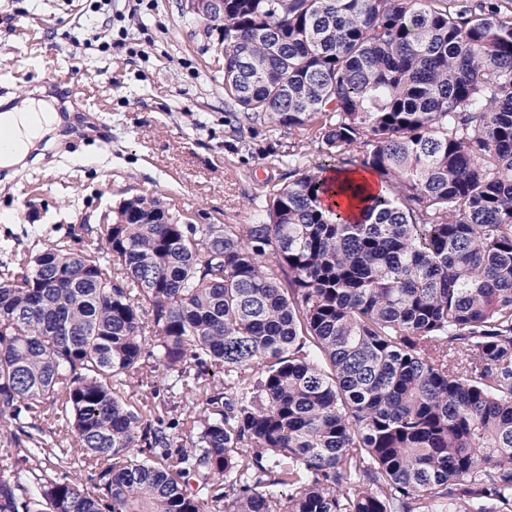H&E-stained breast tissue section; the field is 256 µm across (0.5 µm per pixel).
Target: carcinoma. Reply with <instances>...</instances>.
I'll return each mask as SVG.
<instances>
[{"label": "carcinoma", "mask_w": 512, "mask_h": 512, "mask_svg": "<svg viewBox=\"0 0 512 512\" xmlns=\"http://www.w3.org/2000/svg\"><path fill=\"white\" fill-rule=\"evenodd\" d=\"M502 6L197 18L242 125L315 138L378 189L299 172L251 224L136 196L78 248L1 260L0 512H512ZM156 374L203 410L137 395ZM59 455L71 477L35 472Z\"/></svg>", "instance_id": "carcinoma-1"}]
</instances>
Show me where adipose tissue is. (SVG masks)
I'll use <instances>...</instances> for the list:
<instances>
[{"label": "adipose tissue", "instance_id": "ef3b65f1", "mask_svg": "<svg viewBox=\"0 0 512 512\" xmlns=\"http://www.w3.org/2000/svg\"><path fill=\"white\" fill-rule=\"evenodd\" d=\"M73 114L63 113L51 88L39 95L9 96L0 100V133L8 136L0 145V169L16 172L25 168L40 145L60 140L67 126L74 124Z\"/></svg>", "mask_w": 512, "mask_h": 512}]
</instances>
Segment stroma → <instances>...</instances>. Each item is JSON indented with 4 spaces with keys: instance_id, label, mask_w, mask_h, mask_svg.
Here are the masks:
<instances>
[{
    "instance_id": "stroma-1",
    "label": "stroma",
    "mask_w": 512,
    "mask_h": 512,
    "mask_svg": "<svg viewBox=\"0 0 512 512\" xmlns=\"http://www.w3.org/2000/svg\"><path fill=\"white\" fill-rule=\"evenodd\" d=\"M78 75L103 127L0 170V240L16 251L68 238L121 200H162L188 224H248L253 200L300 168H334L319 143L270 126L238 134L211 41L184 0H0V94Z\"/></svg>"
}]
</instances>
